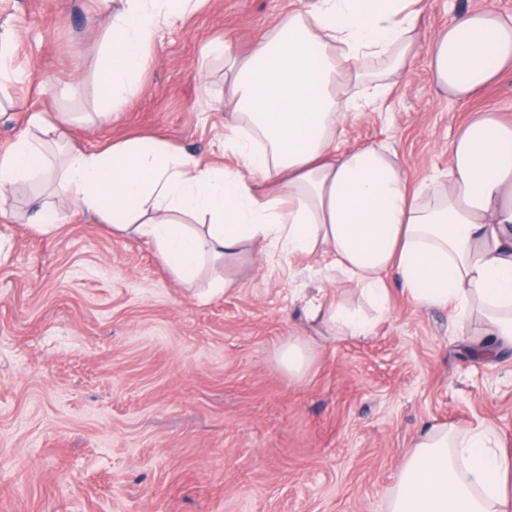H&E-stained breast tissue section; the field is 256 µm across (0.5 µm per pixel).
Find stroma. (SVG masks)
Returning a JSON list of instances; mask_svg holds the SVG:
<instances>
[{"instance_id": "stroma-1", "label": "stroma", "mask_w": 512, "mask_h": 512, "mask_svg": "<svg viewBox=\"0 0 512 512\" xmlns=\"http://www.w3.org/2000/svg\"><path fill=\"white\" fill-rule=\"evenodd\" d=\"M307 0H205L168 28L140 92L100 121L105 34L96 0H0L17 31L16 83L0 86V154L32 113L68 114L90 150L132 138L232 168L224 150L230 76L209 43L247 53ZM512 0H420L421 40L451 17ZM512 122V71L461 103L437 89L426 55L385 100L347 116L341 148L387 144L411 187L442 173L469 112ZM35 181L0 219V512H387L424 429L483 421L512 454V351L493 360L458 340L448 310L417 306L391 280L370 336L333 338L306 320L316 289L366 302L316 256L243 254L188 289L152 248L60 208L27 222ZM231 273L235 287L212 293ZM312 357L279 363L288 337ZM56 211L48 203H38L30 216V224L43 233H50L57 227L54 224ZM278 359L289 373L300 375L309 365L311 353L300 337L291 336L278 350Z\"/></svg>"}]
</instances>
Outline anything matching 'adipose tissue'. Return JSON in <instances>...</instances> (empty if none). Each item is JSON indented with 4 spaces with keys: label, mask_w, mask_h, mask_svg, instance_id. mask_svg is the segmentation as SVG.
Masks as SVG:
<instances>
[{
    "label": "adipose tissue",
    "mask_w": 512,
    "mask_h": 512,
    "mask_svg": "<svg viewBox=\"0 0 512 512\" xmlns=\"http://www.w3.org/2000/svg\"><path fill=\"white\" fill-rule=\"evenodd\" d=\"M101 2L94 20L108 39V116L139 90L159 31L200 0H123L118 12ZM415 2L314 0L275 22L246 57L225 49L224 147L235 170L160 141L88 151L70 140L66 121L34 114L42 139L20 137L0 156V215L18 181L51 178L59 205L145 240L186 286L204 265L271 245L327 260L382 315L397 274L419 305L449 309L459 331L482 314L486 358L512 349V123L493 107L470 113L446 171L415 190L389 148L338 146L358 109L341 107L345 89L382 99L389 77L419 52L434 83L460 102L512 69V16L461 12L423 47ZM306 311L344 336L372 331V319L322 293ZM388 512H512V455L488 424L461 436L432 427L405 461Z\"/></svg>",
    "instance_id": "adipose-tissue-1"
}]
</instances>
